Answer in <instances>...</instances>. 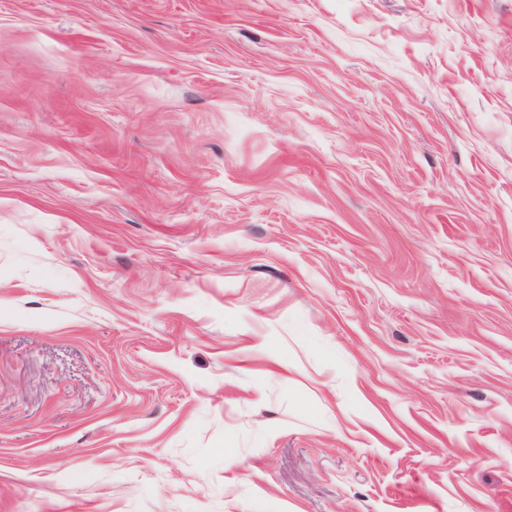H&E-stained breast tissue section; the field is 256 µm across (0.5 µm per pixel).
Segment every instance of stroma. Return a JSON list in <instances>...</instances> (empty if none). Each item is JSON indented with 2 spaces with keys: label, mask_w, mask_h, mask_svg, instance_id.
I'll list each match as a JSON object with an SVG mask.
<instances>
[{
  "label": "stroma",
  "mask_w": 512,
  "mask_h": 512,
  "mask_svg": "<svg viewBox=\"0 0 512 512\" xmlns=\"http://www.w3.org/2000/svg\"><path fill=\"white\" fill-rule=\"evenodd\" d=\"M0 512H512V0H0Z\"/></svg>",
  "instance_id": "35a3bbf8"
}]
</instances>
